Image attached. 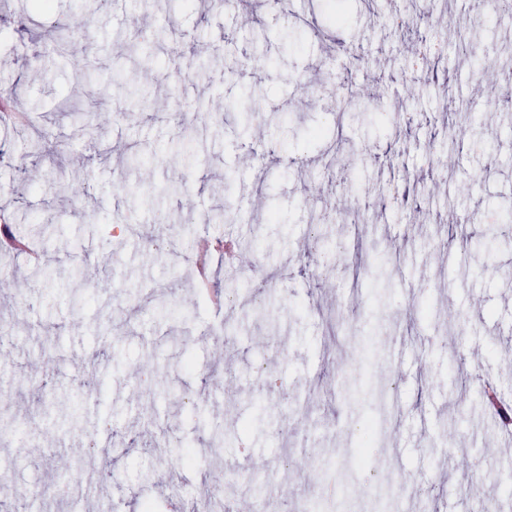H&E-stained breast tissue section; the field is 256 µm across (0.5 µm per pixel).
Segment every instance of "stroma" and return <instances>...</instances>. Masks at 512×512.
<instances>
[{
	"label": "stroma",
	"instance_id": "obj_1",
	"mask_svg": "<svg viewBox=\"0 0 512 512\" xmlns=\"http://www.w3.org/2000/svg\"><path fill=\"white\" fill-rule=\"evenodd\" d=\"M424 2L343 0L335 18L329 0H295L291 15L267 4L240 26L209 0H101L86 30L80 0L48 10L0 0V88L29 115L0 125V212L43 256L34 265L0 252V470L13 488L0 512H97L104 497L115 512H193L214 477L248 512H277V497L256 486L269 476L292 512L314 501L362 512L347 497L354 486L370 487L373 512L396 503L439 512L451 450L469 461L454 475L457 489L476 487L499 512L488 451L512 456V446L486 394H512V364L498 355L512 347V228L489 250L455 240L500 228L512 206V127L502 121L512 105L477 95L487 73L457 51L452 26L425 43L384 24L393 14L415 20ZM441 11L479 23L487 58L512 57V18L500 17L497 0H441ZM133 18L154 62L152 90L168 89L178 51L207 47L164 105L140 106L114 84L130 71L117 36ZM56 34L95 58L92 82L58 56ZM256 55L265 66L247 68ZM434 63L482 114L446 170L437 159L454 116L426 76ZM412 79L418 92L408 99L402 85ZM347 90L374 119L337 114L335 97ZM250 94L290 122L244 128L235 104ZM109 113L120 124L106 125L87 154L75 124H105ZM43 131L54 160L19 153ZM261 143L272 148L269 163L243 168ZM464 180L472 186L457 194ZM230 201L240 223L200 222ZM142 228L180 242L181 261L140 243ZM250 232L274 282L264 322L195 288V242L239 245ZM316 236L348 255L324 278L306 259ZM396 343L416 356L401 378L387 363ZM258 385L268 401L261 421L214 437V421L252 420ZM366 434L407 480L401 493L381 473L342 471ZM22 442L33 449L24 459L14 454ZM194 442L222 453L174 464ZM300 455L310 471L282 468ZM250 457L260 467L238 472ZM333 472L337 483L324 486Z\"/></svg>",
	"mask_w": 512,
	"mask_h": 512
}]
</instances>
